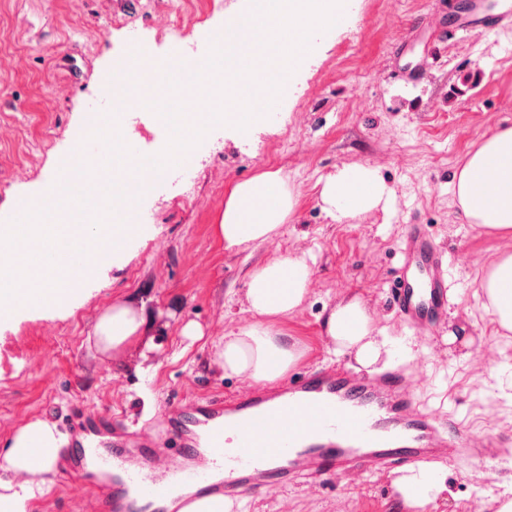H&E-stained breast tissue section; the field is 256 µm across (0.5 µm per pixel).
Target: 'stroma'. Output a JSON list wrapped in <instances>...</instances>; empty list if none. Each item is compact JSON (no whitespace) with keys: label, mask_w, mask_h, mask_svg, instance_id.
Returning a JSON list of instances; mask_svg holds the SVG:
<instances>
[{"label":"stroma","mask_w":512,"mask_h":512,"mask_svg":"<svg viewBox=\"0 0 512 512\" xmlns=\"http://www.w3.org/2000/svg\"><path fill=\"white\" fill-rule=\"evenodd\" d=\"M168 2L0 0V41L8 48L0 53V209L41 188L70 151L101 75L132 45L154 59L190 47L205 53L226 16L246 11L245 0H228L174 43L160 36ZM459 16V0H353L346 20L320 38L292 78L274 119L246 142L215 127L189 167L142 198V237L102 267L70 309L0 323V454L31 421H49L64 434L98 413L173 445L178 426L165 408L247 386L246 378L225 377L215 354L226 334L253 321L242 304L249 272L288 253L305 256L313 272L304 304L275 322L299 341L298 368L355 367L353 355L335 353L324 320L357 297L375 330L412 340L399 364L427 377L413 389L417 401L471 435L512 439V398L494 376L512 364V333L503 334L483 309L479 291L483 271L507 242L460 223L452 185L485 135L512 126V26L455 36ZM109 109L127 112L118 100ZM127 114L144 155L157 153L164 126L150 112ZM352 165L378 169L392 199L339 223L323 210L320 191ZM268 170L281 172L294 191L295 214L268 241L226 249L215 224L230 188ZM411 224L426 225L451 264L448 311L427 331L403 322L390 299ZM126 298L165 328L125 352L103 351L94 322ZM191 321L203 330L195 341L182 334ZM459 331L466 343L450 342ZM484 467L464 459L442 465L445 489L422 507L393 487L404 468L382 475L359 468L243 494L240 512H495L512 499V463L499 465L492 480ZM45 478L49 489L32 512H86L92 500L112 495L86 469Z\"/></svg>","instance_id":"obj_1"}]
</instances>
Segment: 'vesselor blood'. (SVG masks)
Segmentation results:
<instances>
[{"label": "vessel or blood", "mask_w": 512, "mask_h": 512, "mask_svg": "<svg viewBox=\"0 0 512 512\" xmlns=\"http://www.w3.org/2000/svg\"><path fill=\"white\" fill-rule=\"evenodd\" d=\"M403 254L391 298L405 321L430 325L448 306L449 266L416 224L404 238ZM417 381L401 370L362 375L323 365L275 389L254 387L189 411L167 410L179 423L176 445L188 462L168 464L162 472L145 436L113 426L111 419L71 428L69 436L80 464L113 472L112 512H130L131 488L149 507L168 501L180 486L231 499L300 473L340 475L360 466L427 472L493 447L492 439H471L420 409L412 396Z\"/></svg>", "instance_id": "b4317fda"}]
</instances>
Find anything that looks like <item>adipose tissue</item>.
<instances>
[{"label":"adipose tissue","instance_id":"adipose-tissue-1","mask_svg":"<svg viewBox=\"0 0 512 512\" xmlns=\"http://www.w3.org/2000/svg\"><path fill=\"white\" fill-rule=\"evenodd\" d=\"M453 190L461 223L512 239V127H499L469 151L464 165L453 174ZM391 192L378 170L347 166L327 178L320 198L335 221H343L388 202ZM296 200L276 171H265L237 182L219 215L215 232L225 248L262 243L277 234L295 212ZM312 269L299 255L267 261L248 276L245 303L252 324L225 336L214 360L228 376H244L259 384L283 380L302 356L294 337L281 334L273 318L294 313L306 301ZM479 289L484 309L499 326L512 331V251L500 252L484 271ZM153 327L144 308L118 302L102 313L93 326L97 342L107 350H122L138 342ZM325 332L338 352H353L356 362L372 370L380 358L400 351L388 337L372 333L365 304L357 298L337 304L326 320ZM63 439L54 424L35 420L18 428L0 457V512H30L31 502L45 494L41 476L61 453ZM406 501L422 506L443 490L439 473L424 476L417 469L394 482Z\"/></svg>","mask_w":512,"mask_h":512}]
</instances>
